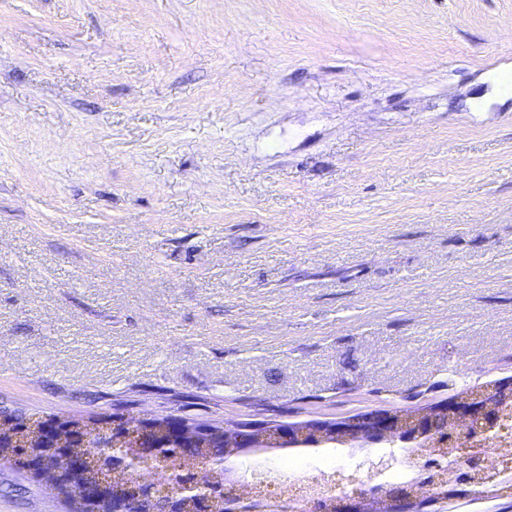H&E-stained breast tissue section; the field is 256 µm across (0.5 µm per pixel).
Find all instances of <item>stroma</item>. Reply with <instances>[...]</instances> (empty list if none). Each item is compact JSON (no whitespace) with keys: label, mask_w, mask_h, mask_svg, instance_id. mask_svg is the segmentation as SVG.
Returning <instances> with one entry per match:
<instances>
[{"label":"stroma","mask_w":512,"mask_h":512,"mask_svg":"<svg viewBox=\"0 0 512 512\" xmlns=\"http://www.w3.org/2000/svg\"><path fill=\"white\" fill-rule=\"evenodd\" d=\"M511 379L512 0H0V402L291 423ZM368 454L229 464L344 493ZM68 510L0 462V512ZM282 493L293 494L294 491L307 490L332 492L336 489V471L334 467L320 469L316 475L310 471H294L288 479L278 483Z\"/></svg>","instance_id":"1"}]
</instances>
